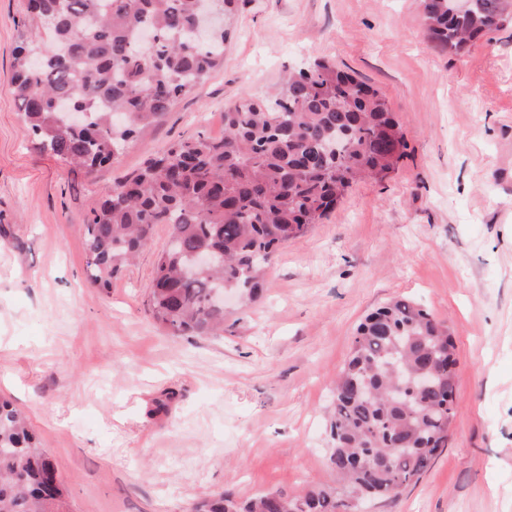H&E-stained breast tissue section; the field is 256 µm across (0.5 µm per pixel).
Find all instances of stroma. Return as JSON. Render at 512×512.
<instances>
[{
	"instance_id": "35a3bbf8",
	"label": "stroma",
	"mask_w": 512,
	"mask_h": 512,
	"mask_svg": "<svg viewBox=\"0 0 512 512\" xmlns=\"http://www.w3.org/2000/svg\"><path fill=\"white\" fill-rule=\"evenodd\" d=\"M0 0V395L26 414L70 512H189L333 483L327 409L355 328L392 298L445 321L456 417L420 481L367 512H512V19L457 54L418 0H235L224 58L94 172L27 137L13 49L37 25ZM325 59L378 89L407 144L271 258L218 339L173 337L147 300L169 227L101 290L83 226L112 182L170 143L224 134V109Z\"/></svg>"
}]
</instances>
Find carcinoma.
Segmentation results:
<instances>
[{"mask_svg": "<svg viewBox=\"0 0 512 512\" xmlns=\"http://www.w3.org/2000/svg\"><path fill=\"white\" fill-rule=\"evenodd\" d=\"M50 47L24 43L12 86L38 147L88 172L110 162L224 56L228 32H193L200 0H29ZM431 40L468 50L504 21L508 0H420ZM86 115L79 127L60 104ZM406 147L386 99L336 64L292 71L270 99L241 97L224 110V136L179 140L112 183L85 224L87 267L107 288L171 227L147 301L170 336L224 334L217 293L254 302L273 253L319 223L364 178L381 179ZM210 252L212 271L194 270ZM455 345L448 326L410 299L367 314L336 380L328 461L345 482L302 495L246 501L226 491L191 512H362L417 483L448 444L454 416ZM51 460L25 415L0 397V512H67V490L47 491Z\"/></svg>", "mask_w": 512, "mask_h": 512, "instance_id": "carcinoma-1", "label": "carcinoma"}]
</instances>
